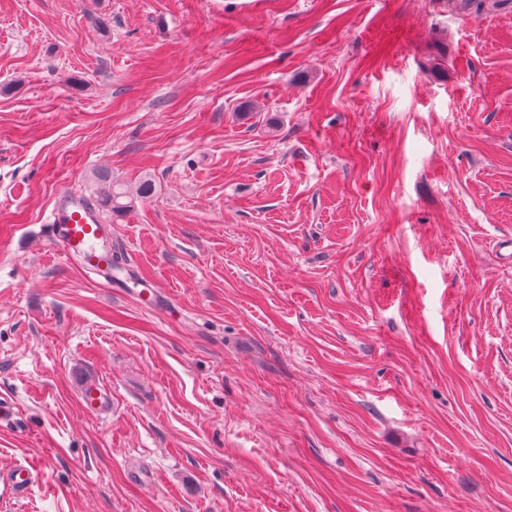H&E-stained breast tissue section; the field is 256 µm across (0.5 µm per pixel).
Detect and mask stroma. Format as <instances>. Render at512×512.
I'll return each instance as SVG.
<instances>
[{
    "label": "stroma",
    "mask_w": 512,
    "mask_h": 512,
    "mask_svg": "<svg viewBox=\"0 0 512 512\" xmlns=\"http://www.w3.org/2000/svg\"><path fill=\"white\" fill-rule=\"evenodd\" d=\"M506 238L512 0H0L10 512H512ZM107 191L99 195L87 198L89 204L95 208L110 211L112 214H123L134 207L138 199L149 198L154 192V185L150 180H144L140 184L137 195H130L120 184L114 183L109 179ZM49 223L51 240L66 256H78L89 269H101L110 253L102 240L97 211L67 190L58 192ZM40 470L30 463L17 466L9 474L2 476L3 492L13 499L21 498L37 481Z\"/></svg>",
    "instance_id": "1"
}]
</instances>
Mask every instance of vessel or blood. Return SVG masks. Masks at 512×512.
<instances>
[{
  "label": "vessel or blood",
  "instance_id": "b4317fda",
  "mask_svg": "<svg viewBox=\"0 0 512 512\" xmlns=\"http://www.w3.org/2000/svg\"><path fill=\"white\" fill-rule=\"evenodd\" d=\"M49 223L51 240L65 255L80 257L90 269L105 265L109 253L102 240L99 215L81 197L66 190L58 192ZM39 474V469L31 464L19 465L0 477V490L12 498H20L37 481Z\"/></svg>",
  "mask_w": 512,
  "mask_h": 512
}]
</instances>
